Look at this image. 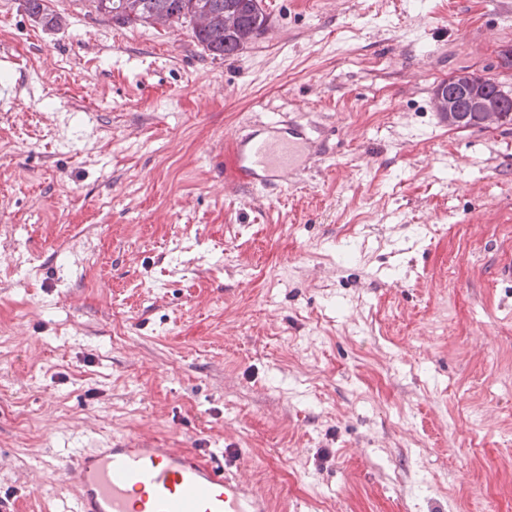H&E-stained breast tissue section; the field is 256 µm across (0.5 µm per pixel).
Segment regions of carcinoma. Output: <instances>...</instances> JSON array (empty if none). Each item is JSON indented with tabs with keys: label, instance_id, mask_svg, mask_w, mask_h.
I'll use <instances>...</instances> for the list:
<instances>
[{
	"label": "carcinoma",
	"instance_id": "cac0c4a2",
	"mask_svg": "<svg viewBox=\"0 0 512 512\" xmlns=\"http://www.w3.org/2000/svg\"><path fill=\"white\" fill-rule=\"evenodd\" d=\"M258 0H93L98 12L120 26L149 25L155 17L166 25L188 24L204 49L219 57H233L268 30V16L255 9ZM34 22L58 30L63 17L46 0H25Z\"/></svg>",
	"mask_w": 512,
	"mask_h": 512
}]
</instances>
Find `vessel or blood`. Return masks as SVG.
I'll return each mask as SVG.
<instances>
[{
  "mask_svg": "<svg viewBox=\"0 0 512 512\" xmlns=\"http://www.w3.org/2000/svg\"><path fill=\"white\" fill-rule=\"evenodd\" d=\"M313 144L311 128L290 119L237 135L235 188L288 185ZM63 471L77 489L71 512H270L228 448L187 451L148 439L134 446L116 440L70 456Z\"/></svg>",
  "mask_w": 512,
  "mask_h": 512,
  "instance_id": "vessel-or-blood-1",
  "label": "vessel or blood"
}]
</instances>
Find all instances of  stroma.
<instances>
[{"label":"stroma","instance_id":"stroma-1","mask_svg":"<svg viewBox=\"0 0 512 512\" xmlns=\"http://www.w3.org/2000/svg\"><path fill=\"white\" fill-rule=\"evenodd\" d=\"M0 0V497L66 512L112 440L235 449L272 512H512V0H264L237 56ZM320 131L283 190L236 133ZM44 2L46 0H25V9L30 17L48 30L60 29L63 25V17L51 10ZM471 73H469L466 69H460L458 72H456L454 75H451L448 77V80L440 82L437 87L434 90L433 94V100L434 98L439 96V102H441L443 99L446 101V103L451 104L459 96H461V99L466 102V112H475L478 113L481 116H484L487 118L485 123H489L491 125L500 124V123H506L511 120L512 117V110L507 109L508 101L511 99V93H506L501 91L500 98L505 101L506 107L504 110H494L482 97L476 95V91L470 92V89L466 87L453 88L448 86V91L443 93L441 88L448 82L450 84H456L462 81H467L465 77L470 76Z\"/></svg>","mask_w":512,"mask_h":512}]
</instances>
